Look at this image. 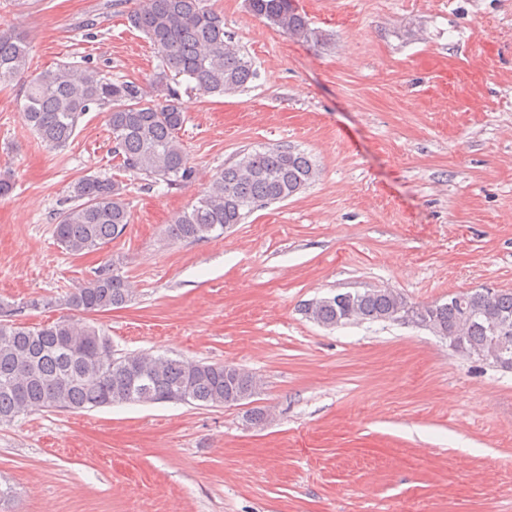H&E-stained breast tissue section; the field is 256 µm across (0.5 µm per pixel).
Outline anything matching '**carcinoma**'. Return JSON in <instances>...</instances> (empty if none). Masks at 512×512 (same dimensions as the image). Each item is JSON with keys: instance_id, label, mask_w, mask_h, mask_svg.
Listing matches in <instances>:
<instances>
[{"instance_id": "1", "label": "carcinoma", "mask_w": 512, "mask_h": 512, "mask_svg": "<svg viewBox=\"0 0 512 512\" xmlns=\"http://www.w3.org/2000/svg\"><path fill=\"white\" fill-rule=\"evenodd\" d=\"M248 10L304 41L317 37L291 0H247ZM132 27L152 43L160 71L150 82L156 95L133 81L114 80L96 66L65 64L29 70L30 47L23 32L0 29V84L26 76L23 116L38 139L52 149L65 147L83 116L106 112L120 167L167 186H183L195 177L180 132L187 114L178 77L195 82L204 94L243 89L257 71L240 48L227 39L224 15L204 0H141L128 15ZM317 176L310 157L291 148L253 150L227 166L206 194L168 229L174 241L195 242L241 224L255 207L285 201ZM74 204L58 212L54 235L69 254L79 256L120 237L130 223L123 186L108 177L85 175L71 185ZM131 288L112 263L101 265L64 300L70 310L88 316L125 305ZM465 306L451 302L421 305L423 321L435 336L459 327L458 352L478 359L511 361L494 341V328L507 325L512 336V291L486 299L478 292L456 293ZM409 301L390 288L355 291L339 300L323 298L303 305L313 322L337 327L357 321L391 322ZM149 352L117 355L110 337L90 324L60 318L38 326L0 321V423L33 410H79L125 403H194L221 406L247 401L259 391L249 372L224 363H197Z\"/></svg>"}]
</instances>
